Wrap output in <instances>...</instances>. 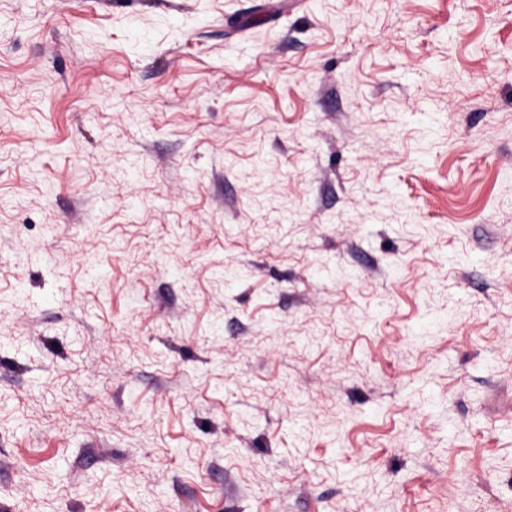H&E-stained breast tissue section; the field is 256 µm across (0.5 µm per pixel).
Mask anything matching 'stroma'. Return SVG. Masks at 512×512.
Segmentation results:
<instances>
[{
  "label": "stroma",
  "instance_id": "stroma-1",
  "mask_svg": "<svg viewBox=\"0 0 512 512\" xmlns=\"http://www.w3.org/2000/svg\"><path fill=\"white\" fill-rule=\"evenodd\" d=\"M512 0H0V512H512Z\"/></svg>",
  "mask_w": 512,
  "mask_h": 512
}]
</instances>
